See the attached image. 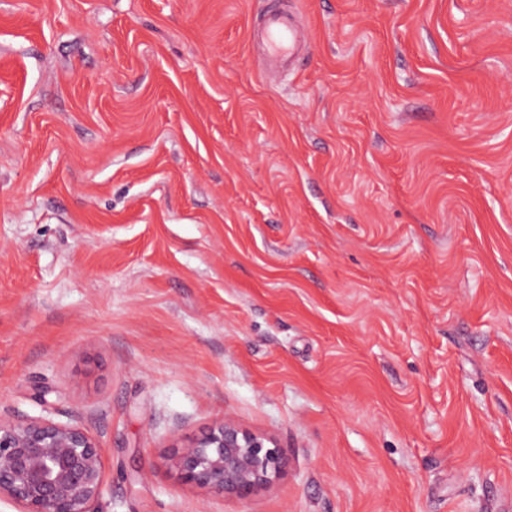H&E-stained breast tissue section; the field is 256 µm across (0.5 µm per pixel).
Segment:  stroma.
<instances>
[{
  "mask_svg": "<svg viewBox=\"0 0 512 512\" xmlns=\"http://www.w3.org/2000/svg\"><path fill=\"white\" fill-rule=\"evenodd\" d=\"M0 0V414L93 512H512V0ZM287 467L180 480L216 421ZM300 39L298 27L277 15H270L265 29V44L274 59L292 58ZM105 478L101 448L84 426L0 415V501L19 512H91Z\"/></svg>",
  "mask_w": 512,
  "mask_h": 512,
  "instance_id": "35a3bbf8",
  "label": "stroma"
}]
</instances>
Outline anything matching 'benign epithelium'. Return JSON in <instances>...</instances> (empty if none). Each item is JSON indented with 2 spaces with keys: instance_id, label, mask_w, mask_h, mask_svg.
<instances>
[{
  "instance_id": "1",
  "label": "benign epithelium",
  "mask_w": 512,
  "mask_h": 512,
  "mask_svg": "<svg viewBox=\"0 0 512 512\" xmlns=\"http://www.w3.org/2000/svg\"><path fill=\"white\" fill-rule=\"evenodd\" d=\"M286 465L275 439L231 421L215 423L175 456L184 482L240 499L271 487ZM104 485L101 448L84 426L0 418V500L20 512H91Z\"/></svg>"
}]
</instances>
